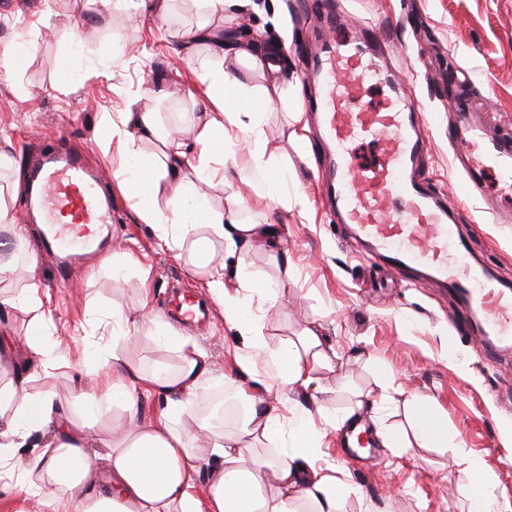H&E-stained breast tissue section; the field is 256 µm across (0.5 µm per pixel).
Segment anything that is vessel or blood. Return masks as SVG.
Wrapping results in <instances>:
<instances>
[{"instance_id":"1","label":"vessel or blood","mask_w":512,"mask_h":512,"mask_svg":"<svg viewBox=\"0 0 512 512\" xmlns=\"http://www.w3.org/2000/svg\"><path fill=\"white\" fill-rule=\"evenodd\" d=\"M359 32L351 21L333 22L322 47L312 51L309 77L320 85L315 110L331 147L324 190L337 201L342 223L372 256L394 273L441 282L471 311L477 322L474 335L511 344L512 285L473 260L454 222L455 209L432 196L415 176L416 162L428 149L426 119L400 91L387 97L381 109L361 100L363 85L381 80L382 64L378 52L362 47ZM450 138L466 156L456 198H481L487 171L512 180V141L486 136L471 113H457ZM366 139L380 151L361 165L355 144ZM29 178L31 205L46 214L49 239L62 252L61 265L70 267L77 260L76 248L88 246L112 221L111 208L100 195L103 175L87 169L81 155L57 152L33 158ZM170 305L187 324L209 316L206 305L185 295L175 296Z\"/></svg>"}]
</instances>
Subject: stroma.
Listing matches in <instances>:
<instances>
[{
  "label": "stroma",
  "mask_w": 512,
  "mask_h": 512,
  "mask_svg": "<svg viewBox=\"0 0 512 512\" xmlns=\"http://www.w3.org/2000/svg\"><path fill=\"white\" fill-rule=\"evenodd\" d=\"M345 17L387 30L381 51L383 83L369 85L366 99L382 101L389 86L412 96L414 108L431 113L428 151L417 175L438 197L452 195L461 180L448 143V125L460 104H469L492 136L512 137V0H329ZM216 28L225 43L278 47L287 101L266 112L261 135L282 156L294 181L288 215H272L253 190L245 192L242 222L275 221L278 235L261 251L227 257L225 284L261 319L268 348L294 343L305 330L320 335L331 358L322 371L317 400L336 420L353 417L367 431L405 428L407 402L424 398L448 430L444 448H342L343 430L327 429L320 441L321 466L333 467L346 489L339 512H468L470 475L458 451L480 460L512 508V349L491 352L472 341L464 307L447 288L410 283L366 255L362 242L339 223L334 200L323 191L328 149L313 110L317 87L305 73L312 60L304 44L324 30L315 0H229L223 18L209 16L202 0H168L165 17L96 0H0V152L18 162L41 148L81 154L103 168L102 191L112 203V225L102 234L105 253L88 252L67 277L42 246V230L16 190L12 169H0V206L22 225L28 247L16 248L14 270L0 276V294L40 286L39 311H0V333L13 338L14 358L28 362L26 334L34 314L48 323L58 364L35 367L31 393L46 390L64 400L92 394L103 369L99 351L112 343L108 313L120 307L133 323L130 358L144 369L180 363L175 349L159 344L152 327L189 337L207 361L206 388L193 411L207 416L212 398L251 389L238 363L247 349L213 306L199 328L170 317L174 293L201 300L209 295L174 252L159 248L153 231L137 219L119 186L120 157L99 147V118L130 107L152 112L160 127H189L201 111L205 86L198 69L210 41L195 38L200 26ZM26 45L22 68L10 62ZM68 61L67 74L58 65ZM474 256L500 280L512 282V224H480L474 206L459 209ZM291 275H284L283 263ZM251 287H244V280ZM279 300H263L265 286ZM387 378L391 401L360 403L359 396Z\"/></svg>",
  "instance_id": "1"
}]
</instances>
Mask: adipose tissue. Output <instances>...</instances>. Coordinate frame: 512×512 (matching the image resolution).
Listing matches in <instances>:
<instances>
[{
	"instance_id": "obj_1",
	"label": "adipose tissue",
	"mask_w": 512,
	"mask_h": 512,
	"mask_svg": "<svg viewBox=\"0 0 512 512\" xmlns=\"http://www.w3.org/2000/svg\"><path fill=\"white\" fill-rule=\"evenodd\" d=\"M250 59L252 66L270 74L266 85L251 87L239 77L229 59ZM276 53H254L241 46L216 44L201 68L207 105L193 123L198 147L192 167H185V140L161 137L160 155L146 153L143 143L158 135L152 112L104 113L103 150L119 148L125 181L136 201L141 223L148 225L166 247L186 252L191 269H203L213 299L224 308V321L252 354L239 362L242 373L257 369L256 350H264L258 321L224 286L225 255L264 247L271 236L263 224H245L237 210L243 199L238 184L249 170L268 173L265 193L274 211L292 207L288 197V169L278 163L261 137L263 110L256 100L286 99L287 84L279 78ZM159 136V135H158ZM231 186L224 210L210 207L206 195L190 189L191 177ZM173 202L171 218L161 216L160 197ZM222 240L225 254L200 259L199 245ZM181 353L178 368L163 365L146 371L113 343L106 364L112 378L100 383L83 410L61 401L54 392L29 393L28 365L10 364L9 340L0 338V467L15 478L26 494L38 497L47 512H336L339 487L335 477L323 474L316 461L324 427L336 421L325 413L293 407L300 434L293 447L269 457L252 453L254 442L271 438L282 416L269 406H252L238 434L227 435L206 422L197 434L184 423L205 387L206 362L188 340L173 341ZM276 368L264 388L287 396L314 381L329 356L320 337L306 332L299 346L264 351ZM144 387L164 402L158 415L138 420L135 387ZM121 405L128 416L120 436H99L97 426ZM209 442L219 462L207 479L204 495H197L193 473L197 458L195 435Z\"/></svg>"
}]
</instances>
